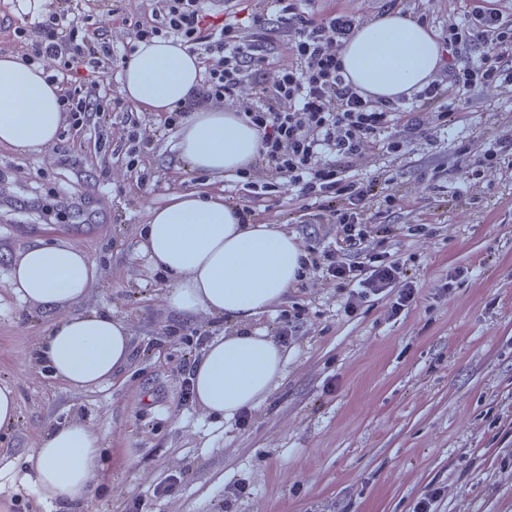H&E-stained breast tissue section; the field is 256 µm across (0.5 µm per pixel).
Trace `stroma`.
<instances>
[{"label":"stroma","mask_w":512,"mask_h":512,"mask_svg":"<svg viewBox=\"0 0 512 512\" xmlns=\"http://www.w3.org/2000/svg\"><path fill=\"white\" fill-rule=\"evenodd\" d=\"M88 38L126 42L150 0H117ZM139 119L150 151L136 162L120 148ZM161 114L113 113L91 135L58 136L18 152L0 147V384L17 395L19 420L0 435V512H59L31 478L30 456L53 425L80 419L98 436L102 465L73 512H413L443 487L435 512H512V177L466 169L459 144L480 152L512 126V101L484 91L449 125L444 141L415 144L388 162L404 207L377 209V224L434 217L428 236L386 243L412 257L417 295L395 316L390 302L344 315L333 279L305 275L252 321L282 347L284 368L244 419L218 421L183 396L186 352L197 336H225L236 323L201 313L179 320L166 305V277L140 249L152 209L177 193H220L246 203L231 174L186 169L177 136L157 141ZM448 172L431 191L417 175ZM85 252L95 279L84 310L128 329L132 356L106 384L78 391L39 359L55 314L16 299L11 262L36 240ZM469 273L454 287V269ZM301 310L294 336L278 335L283 311ZM178 478L175 490L159 486Z\"/></svg>","instance_id":"35a3bbf8"}]
</instances>
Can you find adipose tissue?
Segmentation results:
<instances>
[{
    "mask_svg": "<svg viewBox=\"0 0 512 512\" xmlns=\"http://www.w3.org/2000/svg\"><path fill=\"white\" fill-rule=\"evenodd\" d=\"M340 57L352 81L382 99L428 81L440 63L430 29L399 15L358 26ZM200 72L195 54L156 43L127 63L122 91L136 106L167 112L194 95ZM58 96L57 86L18 56L0 55V145L24 151L53 144L63 123ZM177 146L188 168L219 175L254 160L258 135L234 115L196 110L180 128ZM141 250L166 274L168 305L178 316L205 311L241 324V331L209 342L192 376L197 403L215 418L233 419L265 397L282 372L280 347L243 324L287 295L298 276L299 241L269 224L238 223L223 195L189 191L151 211ZM94 278L81 250L39 240L13 259L8 279L20 302L56 314L39 356L76 390L110 380L131 353L121 321L81 308ZM99 448L80 422L53 426L35 450L38 486L61 504L81 502L96 476Z\"/></svg>",
    "mask_w": 512,
    "mask_h": 512,
    "instance_id": "obj_1",
    "label": "adipose tissue"
}]
</instances>
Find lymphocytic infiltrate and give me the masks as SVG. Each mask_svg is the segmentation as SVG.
<instances>
[{"mask_svg":"<svg viewBox=\"0 0 512 512\" xmlns=\"http://www.w3.org/2000/svg\"><path fill=\"white\" fill-rule=\"evenodd\" d=\"M267 2L281 18L279 26H270L262 12L251 24L234 22L233 0L224 4L227 21L221 27L204 26L203 0H155L151 22L136 23L134 43L118 47L107 38H82L75 23L76 12L93 19L107 0H59L49 14L30 21L36 38L25 58L31 64L47 56L57 60L53 79L76 131L122 111L120 100L100 92V82L112 79L117 62L127 60L138 42L169 39L200 60L198 94L169 113L168 129L178 128L186 112L200 104L234 99L240 85L250 82L253 99L240 116L258 134L257 157L270 178L247 182L249 203L240 210L241 223H258L256 206L271 195L290 194L308 223L336 227L332 241H305L300 262L347 290L346 313L367 299L387 296L393 299L392 313H400L412 303L416 287L405 275V262L387 257L390 228L372 224L368 213L376 206H403L408 199L396 188L377 193L374 181L360 178L357 167L432 139L483 90L512 96V0L494 5L461 0L445 19L422 0H378L382 14L412 13L438 28L451 53L439 79L385 100L364 92L342 66L339 49L357 27L349 12L317 13L306 0ZM280 37L287 39L290 54L270 84L263 68ZM427 113L433 114V125L423 122ZM346 252L360 254V261H343Z\"/></svg>","mask_w":512,"mask_h":512,"instance_id":"obj_1","label":"lymphocytic infiltrate"}]
</instances>
